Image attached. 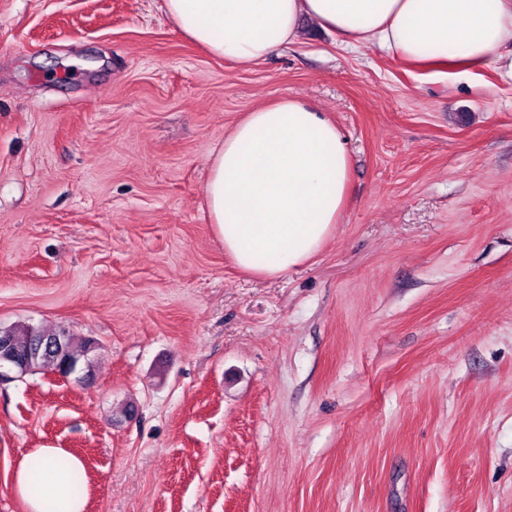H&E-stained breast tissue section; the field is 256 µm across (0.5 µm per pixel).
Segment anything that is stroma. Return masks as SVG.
I'll use <instances>...</instances> for the list:
<instances>
[{"label":"stroma","instance_id":"stroma-1","mask_svg":"<svg viewBox=\"0 0 512 512\" xmlns=\"http://www.w3.org/2000/svg\"><path fill=\"white\" fill-rule=\"evenodd\" d=\"M315 105L350 200L278 277L204 211L250 111ZM91 341L90 377L0 384L21 455L86 466V512H512V46L410 65L304 25L236 64L159 0H0V326Z\"/></svg>","mask_w":512,"mask_h":512}]
</instances>
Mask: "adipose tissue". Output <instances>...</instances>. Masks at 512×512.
<instances>
[{
	"instance_id": "adipose-tissue-1",
	"label": "adipose tissue",
	"mask_w": 512,
	"mask_h": 512,
	"mask_svg": "<svg viewBox=\"0 0 512 512\" xmlns=\"http://www.w3.org/2000/svg\"><path fill=\"white\" fill-rule=\"evenodd\" d=\"M177 30L211 56L266 59L298 38L302 21L410 62L469 68L512 45V0H163ZM349 195V160L336 124L284 99L249 112L212 154L205 199L225 253L273 278L305 265L334 235ZM16 493L28 512H84L82 460L63 448L19 459Z\"/></svg>"
}]
</instances>
